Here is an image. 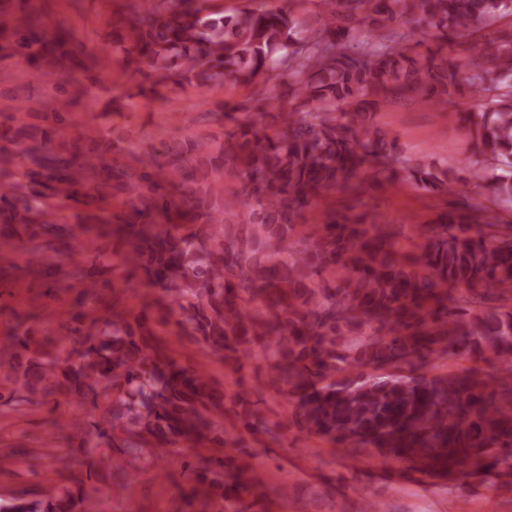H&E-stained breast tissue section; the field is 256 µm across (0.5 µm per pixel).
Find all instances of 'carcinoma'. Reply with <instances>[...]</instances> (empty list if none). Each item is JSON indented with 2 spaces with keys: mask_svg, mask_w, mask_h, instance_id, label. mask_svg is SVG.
<instances>
[{
  "mask_svg": "<svg viewBox=\"0 0 512 512\" xmlns=\"http://www.w3.org/2000/svg\"><path fill=\"white\" fill-rule=\"evenodd\" d=\"M209 2L151 0L131 20L128 56L181 88L277 74L293 101L276 114L226 112L222 142H180L163 164L133 171L114 159L112 177L136 216L112 225L123 261L211 353L237 368L265 361L309 434L430 476L511 475L512 224L454 207L423 229L422 252L405 257L392 250L397 231L376 219L333 210L326 224L300 220L336 192L358 199L396 181L448 195L470 183L512 208V34L475 37L479 25L512 16V0H319L327 16L315 28L278 10L226 16ZM419 33L434 44L424 54ZM468 37L470 61L448 59V44ZM463 84L483 105L461 116L479 160L460 174L407 162L374 125L386 98L415 94L435 107ZM101 151L100 141L73 143L65 157L28 147L19 165L30 159L39 170L22 171L26 185L0 182V232L17 243L40 238L44 251L73 237L51 199L76 198L77 175ZM220 170L241 184L222 204L210 188ZM63 262L93 307L55 338L28 329L0 344V406L65 399L73 410L63 432L85 458L107 454L123 470H152L181 442L207 436L216 451L184 470L218 512L256 498L261 474L242 476L224 453L229 430L266 429L249 394H224L172 356L145 312L106 299L108 247L88 240ZM460 287L466 294L448 295ZM488 352L498 361L488 377L475 366L422 372L432 358L475 363ZM87 496L75 478L36 499L15 496L0 512H84Z\"/></svg>",
  "mask_w": 512,
  "mask_h": 512,
  "instance_id": "obj_1",
  "label": "carcinoma"
}]
</instances>
